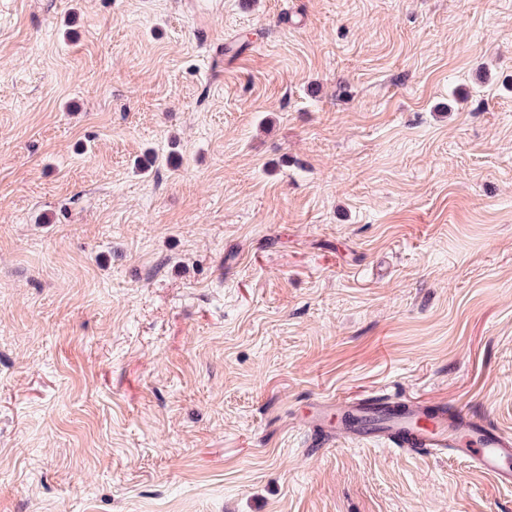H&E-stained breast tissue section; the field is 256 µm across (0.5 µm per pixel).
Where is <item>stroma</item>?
<instances>
[{
    "label": "stroma",
    "instance_id": "1",
    "mask_svg": "<svg viewBox=\"0 0 512 512\" xmlns=\"http://www.w3.org/2000/svg\"><path fill=\"white\" fill-rule=\"evenodd\" d=\"M373 391L512 433V0H0V512H512ZM292 424L308 448L366 441L408 454L448 452L467 461L473 472L512 484V434L447 402L378 394L316 396Z\"/></svg>",
    "mask_w": 512,
    "mask_h": 512
}]
</instances>
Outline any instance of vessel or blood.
I'll return each instance as SVG.
<instances>
[{
    "label": "vessel or blood",
    "instance_id": "vessel-or-blood-1",
    "mask_svg": "<svg viewBox=\"0 0 512 512\" xmlns=\"http://www.w3.org/2000/svg\"><path fill=\"white\" fill-rule=\"evenodd\" d=\"M293 425L310 448L366 441L408 454L447 453L467 461L473 472L512 484V434L444 402L378 394L316 396Z\"/></svg>",
    "mask_w": 512,
    "mask_h": 512
}]
</instances>
